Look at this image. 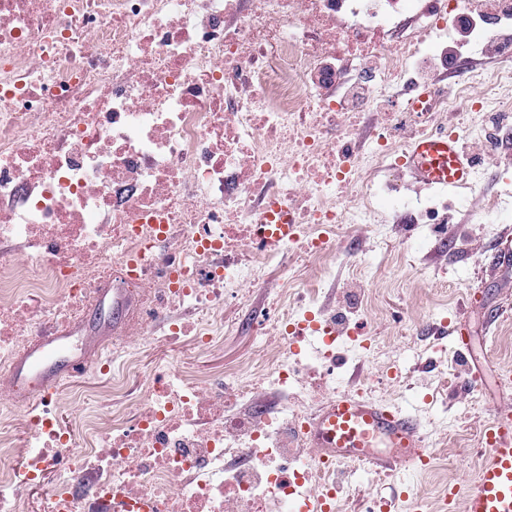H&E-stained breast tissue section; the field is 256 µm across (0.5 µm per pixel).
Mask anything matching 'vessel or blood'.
I'll list each match as a JSON object with an SVG mask.
<instances>
[{
    "label": "vessel or blood",
    "instance_id": "b4317fda",
    "mask_svg": "<svg viewBox=\"0 0 512 512\" xmlns=\"http://www.w3.org/2000/svg\"><path fill=\"white\" fill-rule=\"evenodd\" d=\"M401 165L423 185L445 190L469 185L475 162L460 149L457 138L438 132L416 139ZM293 231L284 201L268 198L260 227L261 242L275 246ZM68 338L65 332H44L17 360L12 390L28 399L55 388L64 377L85 373L95 351L92 339L82 337L77 354L56 356V349ZM309 439L329 459L365 462L393 475L414 472L433 456L413 416L349 389L336 392L311 415ZM444 504L460 512H512L511 408L496 409L485 427V452L474 486L451 488Z\"/></svg>",
    "mask_w": 512,
    "mask_h": 512
}]
</instances>
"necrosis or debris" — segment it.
<instances>
[{
  "label": "necrosis or debris",
  "instance_id": "obj_1",
  "mask_svg": "<svg viewBox=\"0 0 512 512\" xmlns=\"http://www.w3.org/2000/svg\"><path fill=\"white\" fill-rule=\"evenodd\" d=\"M461 24L493 70L462 56L441 73ZM424 86V111L398 105ZM491 117L512 145V0H0V379L47 322L76 327L107 297L123 317L103 343L105 413L58 388L0 415V512H30L48 475L42 512L115 495L150 512H313L339 465L307 442L304 395L332 389L298 328L356 341L319 302L342 256L362 298L365 233L449 222L397 158L439 127L485 148ZM270 196L297 224L273 250L258 238ZM275 267L254 356L198 372L240 330L225 304ZM171 343L178 365L141 377V348Z\"/></svg>",
  "mask_w": 512,
  "mask_h": 512
}]
</instances>
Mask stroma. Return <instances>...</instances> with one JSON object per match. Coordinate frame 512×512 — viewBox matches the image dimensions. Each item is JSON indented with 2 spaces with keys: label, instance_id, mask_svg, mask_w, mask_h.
<instances>
[{
  "label": "stroma",
  "instance_id": "35a3bbf8",
  "mask_svg": "<svg viewBox=\"0 0 512 512\" xmlns=\"http://www.w3.org/2000/svg\"><path fill=\"white\" fill-rule=\"evenodd\" d=\"M448 211L454 214L462 244L443 249L432 239L428 225H391L387 238H365L362 246L377 276L368 285L373 314H351L367 320L372 336L391 346V358L402 375L390 377L383 364L370 358L346 359L334 381L343 390L371 376L379 388L376 401L411 411L422 428L447 423L448 437L434 448L429 467L416 474L391 477L349 462L339 474L343 512H369L374 501L387 498L391 512H443L440 501L449 487L473 485L483 448L477 435L491 414L512 407V389L483 392L464 390L469 376L459 361L450 330L442 319L460 325L471 337L472 355L485 377L496 368L512 370V317L495 318L499 308L512 307V252L504 245L512 223L485 224L474 205H463L448 192ZM255 351L252 336L225 337L221 347L197 356L199 372L210 373L235 365ZM454 362L457 372L441 377L434 363Z\"/></svg>",
  "mask_w": 512,
  "mask_h": 512
}]
</instances>
